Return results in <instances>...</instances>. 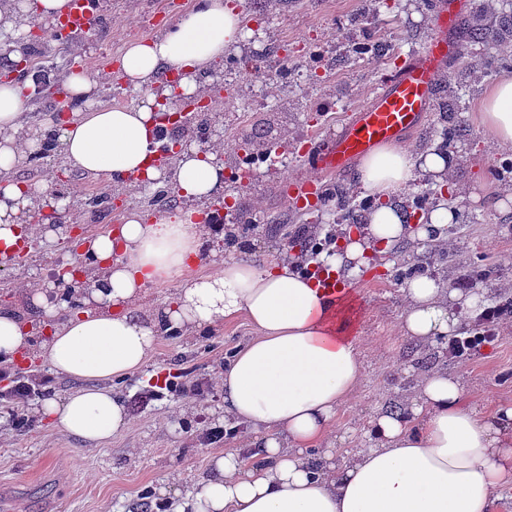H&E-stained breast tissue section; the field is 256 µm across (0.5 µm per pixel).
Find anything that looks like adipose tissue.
Instances as JSON below:
<instances>
[{
	"label": "adipose tissue",
	"instance_id": "1",
	"mask_svg": "<svg viewBox=\"0 0 512 512\" xmlns=\"http://www.w3.org/2000/svg\"><path fill=\"white\" fill-rule=\"evenodd\" d=\"M70 0H0V62L22 57L17 16L55 24ZM244 15L231 0H201L167 32L126 46L120 75L140 95L133 107L97 105V84L84 75L67 86L70 116L60 129L65 161L75 170L110 173L113 183L152 186L171 181L180 195L205 205L224 190L214 152L182 149L168 171L153 166L159 99L195 91L198 76L235 50ZM178 75L177 87L159 83L160 72ZM27 86L0 83V256L21 237L41 230L34 205L59 208L49 192L11 180L10 172L42 148L46 129L26 121ZM475 119L501 145L512 146V75L500 77L482 98ZM455 167L451 152L412 153L384 143L355 167L357 186L373 200L362 234L347 237L321 264L338 283L354 285L367 253L391 248L408 234L395 198L419 178L446 184ZM220 224H195L186 214L146 223L128 212L122 224L88 247L100 278L80 287L83 309L64 321L63 301L37 295L54 322L42 355L57 373L83 381L64 400L46 399L42 412L56 428L80 439H103L123 429L128 416L109 381L135 375L162 333L245 318L250 340L224 365V421L265 431L245 467L239 452L210 461L178 512H492L503 486L512 485V406L488 412L471 401L463 378L447 370L426 373L404 409L376 411L367 420L371 443L336 456L329 441L338 409L359 384L363 362L354 337L336 325V310L313 278L289 264L256 265L225 258L213 273L193 271L204 238H220ZM187 277L172 303L150 318L132 309L145 285ZM403 335L434 345L461 334L466 313L482 294L446 287L429 276L411 278L404 290ZM26 325L0 311V363H17L29 348ZM318 455H310V448Z\"/></svg>",
	"mask_w": 512,
	"mask_h": 512
}]
</instances>
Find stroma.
I'll return each instance as SVG.
<instances>
[{
    "instance_id": "1",
    "label": "stroma",
    "mask_w": 512,
    "mask_h": 512,
    "mask_svg": "<svg viewBox=\"0 0 512 512\" xmlns=\"http://www.w3.org/2000/svg\"><path fill=\"white\" fill-rule=\"evenodd\" d=\"M246 33L237 55L211 68L197 94L215 100L207 144L224 166V193L238 210L257 216L255 228L231 221L235 242L209 244L197 266L210 273L215 263L235 254L265 264L274 260L297 262L299 249L292 237L324 240L341 235L336 207L297 206L287 195L288 184L307 177L300 151L307 143L340 128L349 114L369 103L381 78L405 57L423 48L435 34V20L424 0H238ZM196 0H100V26L73 37L58 63L69 57L83 62V74L102 78L99 100L106 106H135L139 100L120 79H109L124 47L133 41L162 34L191 11ZM500 25L512 17L501 0H472L461 27L466 42L463 62H480V49L468 35L473 17ZM383 39L396 49L394 58L346 57L347 40ZM288 61L292 71L273 70ZM456 120L462 130L455 147L456 169L452 203L468 213L469 223L442 229L438 240L406 237L391 261L365 265L356 284V299L347 313L359 338L364 368L359 386L340 408L334 424L338 450L363 448L369 441L365 419L376 406L396 404L412 392L420 375L446 368L463 375L471 398L488 410L512 404V328L464 364L448 360L442 347L426 348L401 335L398 323L404 307L402 288L414 266L426 275L454 285L462 265L492 267L496 273L481 280L492 302H500L503 284L512 283V187L494 173L499 161L512 159V149H498L480 128L472 112ZM279 152L271 165L250 171L248 182H238L236 162L244 144L255 134ZM12 178L65 199L67 220L96 236L123 215L137 211L154 217L151 188L131 190L110 182L107 174L67 167L62 151L39 163L24 162ZM110 194L112 206L97 214L82 210L90 195ZM28 254L0 259V290H7L8 308L24 320L33 338H41L48 319L35 303L36 291L52 287L58 265L80 261L61 238H30ZM244 319L206 325L192 332L177 330L159 337L143 369L110 387L129 414L128 425L110 438L87 441L55 429L40 414L49 397L64 399L80 387L79 381L54 373L41 358L39 346L29 350L27 364L16 373L45 375L51 383L33 396L24 412L33 418L29 428H14L11 411L0 404V512H141L143 497L160 500L175 512L178 504L209 473L208 461L219 448H240L236 437L222 446L208 444L206 432L224 424V391L213 386L226 359L250 338ZM200 384V394L184 393Z\"/></svg>"
}]
</instances>
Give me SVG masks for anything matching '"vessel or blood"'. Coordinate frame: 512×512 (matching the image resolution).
<instances>
[{
  "label": "vessel or blood",
  "mask_w": 512,
  "mask_h": 512,
  "mask_svg": "<svg viewBox=\"0 0 512 512\" xmlns=\"http://www.w3.org/2000/svg\"><path fill=\"white\" fill-rule=\"evenodd\" d=\"M470 6L471 0H431L436 35L391 72L374 100L345 121L336 136L319 138L303 152L305 165L313 175L294 184L293 195L320 204L326 190L324 176L346 171L354 160L376 146L400 141L422 125L439 82L447 75L448 61L463 50L460 29ZM96 7V0H70L67 14L52 30L54 38L63 42L73 34L88 31ZM312 275L333 305L351 297V288L338 287L322 269H314Z\"/></svg>",
  "instance_id": "b4317fda"
}]
</instances>
